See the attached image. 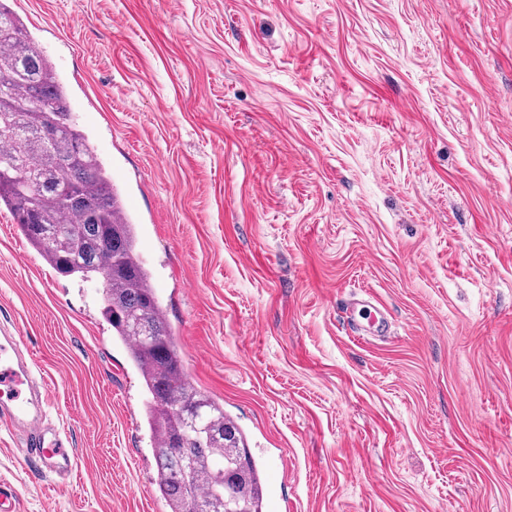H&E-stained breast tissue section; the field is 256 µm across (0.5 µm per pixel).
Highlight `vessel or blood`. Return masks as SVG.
<instances>
[{
    "instance_id": "b4317fda",
    "label": "vessel or blood",
    "mask_w": 512,
    "mask_h": 512,
    "mask_svg": "<svg viewBox=\"0 0 512 512\" xmlns=\"http://www.w3.org/2000/svg\"><path fill=\"white\" fill-rule=\"evenodd\" d=\"M346 314L352 326L367 323L370 335L387 336L391 321L377 314L371 300L351 299ZM49 387L16 331L0 329V426L21 433L27 459L46 474L66 480L76 470L77 456L70 437L47 416Z\"/></svg>"
}]
</instances>
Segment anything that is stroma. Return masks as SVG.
Returning <instances> with one entry per match:
<instances>
[{
  "label": "stroma",
  "mask_w": 512,
  "mask_h": 512,
  "mask_svg": "<svg viewBox=\"0 0 512 512\" xmlns=\"http://www.w3.org/2000/svg\"><path fill=\"white\" fill-rule=\"evenodd\" d=\"M140 230L194 385L274 512H512V0H11ZM29 253L19 263L18 253ZM369 291L393 333L342 307ZM100 286L0 209V326L50 387L19 512H167Z\"/></svg>",
  "instance_id": "35a3bbf8"
}]
</instances>
